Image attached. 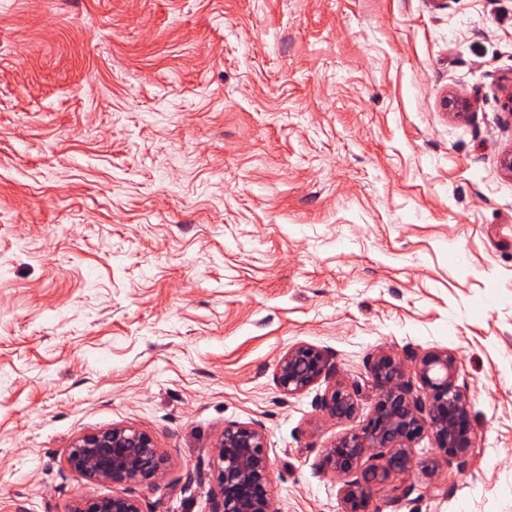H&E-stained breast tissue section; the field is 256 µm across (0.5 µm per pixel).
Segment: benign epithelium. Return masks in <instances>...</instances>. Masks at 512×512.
Here are the masks:
<instances>
[{
    "mask_svg": "<svg viewBox=\"0 0 512 512\" xmlns=\"http://www.w3.org/2000/svg\"><path fill=\"white\" fill-rule=\"evenodd\" d=\"M421 387L414 390L405 379L403 359L379 354L368 372L377 392L373 413L323 449L318 462L342 478L343 512H384L377 498L379 486L415 467L414 444L429 434L448 465L463 470L477 447L468 395L459 385L458 362L444 349L410 351ZM336 376L331 355L318 347L300 344L280 358L276 383L288 395L300 394L324 381L318 399L321 411L338 422L354 419L355 394ZM266 433L260 425L235 422L213 448L215 487L212 512H275ZM66 467L95 483L132 485L159 476L163 458L151 436L138 428L115 425L84 434L63 450ZM69 512H144L140 499L130 491L110 496L78 499Z\"/></svg>",
    "mask_w": 512,
    "mask_h": 512,
    "instance_id": "obj_1",
    "label": "benign epithelium"
}]
</instances>
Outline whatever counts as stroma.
Instances as JSON below:
<instances>
[{
  "label": "stroma",
  "instance_id": "stroma-1",
  "mask_svg": "<svg viewBox=\"0 0 512 512\" xmlns=\"http://www.w3.org/2000/svg\"><path fill=\"white\" fill-rule=\"evenodd\" d=\"M511 90L512 0H0V512L112 494L62 452L115 425L164 456L145 512H211L229 422L276 512H342L368 364L434 347L477 454L423 436L385 512H512ZM296 344L354 421L279 390ZM336 376V365L331 355L318 347L300 344L289 348L280 358L276 383L288 395L300 394L322 380L327 384L318 399L321 411L338 422L353 420L357 412L354 392L340 381L330 382Z\"/></svg>",
  "mask_w": 512,
  "mask_h": 512
}]
</instances>
